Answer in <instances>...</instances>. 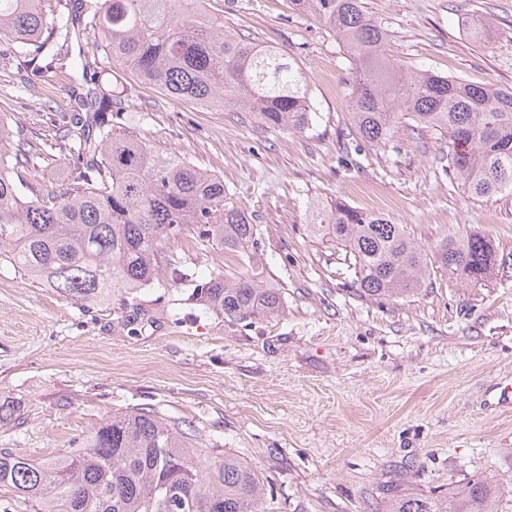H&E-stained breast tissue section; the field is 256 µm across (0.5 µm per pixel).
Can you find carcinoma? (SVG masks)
<instances>
[{"instance_id": "cac0c4a2", "label": "carcinoma", "mask_w": 512, "mask_h": 512, "mask_svg": "<svg viewBox=\"0 0 512 512\" xmlns=\"http://www.w3.org/2000/svg\"><path fill=\"white\" fill-rule=\"evenodd\" d=\"M45 0H0V43L62 67L63 47L92 37L110 63L166 95L200 107L257 112L273 128L303 131L315 112L309 80L295 60L224 31L202 0H80L47 16ZM292 9L324 25L346 49L352 126L360 142L386 148L407 123L448 136L446 175L472 197L512 189V87L474 85L420 70L386 53L384 29L363 0H291ZM70 119L69 152L79 165L71 191L27 200L17 158L24 144L0 120V258L64 297L88 306L117 293L167 283L193 285L191 301L229 319L273 315L280 289L249 272L198 279L167 255L194 225L252 261L260 229L224 193V181L188 161L163 155L119 132L120 96L100 85ZM312 237L342 247L353 260L359 292L410 298L437 272L466 285L500 272L492 240L455 232L429 249L385 214L338 199L313 206ZM21 403L0 396V423L18 419ZM195 431L151 406L116 412L51 461L0 448V493L33 512H259L265 488L257 472L224 455L208 479ZM495 488L468 482L447 495H401L385 512H497Z\"/></svg>"}]
</instances>
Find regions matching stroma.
<instances>
[{
    "mask_svg": "<svg viewBox=\"0 0 512 512\" xmlns=\"http://www.w3.org/2000/svg\"><path fill=\"white\" fill-rule=\"evenodd\" d=\"M224 27L298 61L317 114L305 131L254 112L202 108L109 64L136 136L219 177L258 224L257 262L283 309L230 321L191 313L170 285L128 304L84 306L0 261V391L23 423L0 424V448L42 461L111 416L141 404L196 430L213 464L250 463L260 512H382L403 492L447 494L483 478L512 512V266L479 285L436 276L406 299L357 290L345 251L313 239L314 202L344 200L406 225L422 248L481 232L512 259V191L471 197L442 170L448 139L399 128L390 148L351 134L350 62L323 25L289 0H205ZM386 51L406 71L512 86V0H366ZM484 16L493 33H472ZM88 89L80 74H38L0 55V119L33 152L19 173L31 195L74 184L64 117ZM206 277L241 267L194 232L172 246Z\"/></svg>",
    "mask_w": 512,
    "mask_h": 512,
    "instance_id": "stroma-1",
    "label": "stroma"
}]
</instances>
